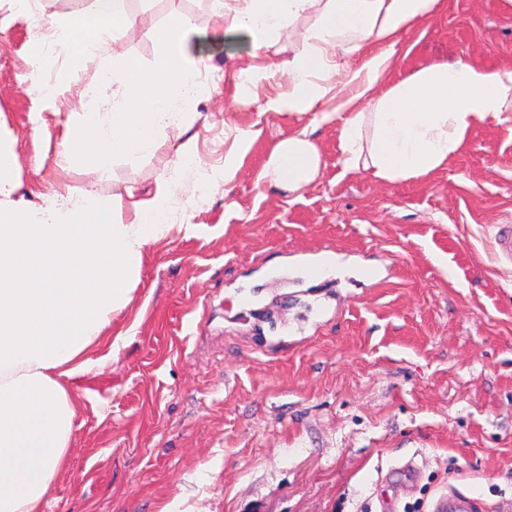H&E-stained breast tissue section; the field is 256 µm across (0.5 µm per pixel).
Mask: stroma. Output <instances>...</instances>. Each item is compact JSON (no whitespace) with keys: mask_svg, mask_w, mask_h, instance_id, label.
I'll return each instance as SVG.
<instances>
[{"mask_svg":"<svg viewBox=\"0 0 512 512\" xmlns=\"http://www.w3.org/2000/svg\"><path fill=\"white\" fill-rule=\"evenodd\" d=\"M401 39L389 87L433 62L512 69V10L502 0H447ZM140 24L78 72L59 49L42 77L71 73L58 113L30 88L29 20L0 0V132L11 137L26 199L57 190L101 200L175 189L172 232L148 246L111 340L87 352L74 382L67 466L44 512H431L458 490L481 512H512V262L493 236L512 225V112L470 129L425 178L381 181L345 170L336 99L314 126L320 171L291 192L261 182L272 147L305 116L258 113L282 91H239L237 71L288 61L311 20L298 18L253 51L219 31L213 0H129ZM211 33L195 75L193 112L160 134L169 163L118 159L107 177L90 163L53 160L70 115L108 112L111 91L87 87L109 57L151 67L146 26L172 12ZM43 131H36L34 113ZM254 131L238 177L224 181V132ZM195 138L199 164L172 154ZM332 258L314 288L301 264Z\"/></svg>","mask_w":512,"mask_h":512,"instance_id":"35a3bbf8","label":"stroma"}]
</instances>
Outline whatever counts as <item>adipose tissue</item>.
<instances>
[{
	"instance_id": "1",
	"label": "adipose tissue",
	"mask_w": 512,
	"mask_h": 512,
	"mask_svg": "<svg viewBox=\"0 0 512 512\" xmlns=\"http://www.w3.org/2000/svg\"><path fill=\"white\" fill-rule=\"evenodd\" d=\"M445 7V0H225L220 24L225 35L258 49L309 16L303 48L281 68L286 92L258 111L325 123L332 115L318 111V103L339 86L352 87L340 134L343 164L395 181L428 175L461 149L468 130L512 109V70L480 72L463 61L428 64L379 91L394 46ZM130 23L127 0H94L89 13L40 20L61 51L81 61L103 52ZM149 34L162 49L153 68L115 56L100 69L91 94L109 88L122 102L105 118H69L57 167L87 158L107 174L117 158L155 151L161 131L192 107L191 47L208 34L179 13ZM371 43L379 52L359 68H343L340 54ZM368 118L374 136L366 145L361 128ZM319 169L320 149L304 128L274 145L261 177L296 191ZM16 170L13 150L0 138V448L8 450L0 455V512H42L69 458L72 380L87 367L85 353L107 338L113 314L130 302L146 247L174 231V186L163 179L146 197L107 204L88 192L56 193L33 207L16 195Z\"/></svg>"
}]
</instances>
